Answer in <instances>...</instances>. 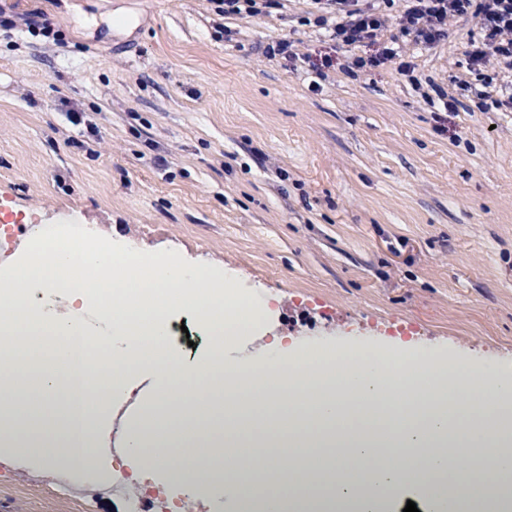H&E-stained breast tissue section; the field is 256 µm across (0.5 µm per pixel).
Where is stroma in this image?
<instances>
[{"instance_id": "35a3bbf8", "label": "stroma", "mask_w": 512, "mask_h": 512, "mask_svg": "<svg viewBox=\"0 0 512 512\" xmlns=\"http://www.w3.org/2000/svg\"><path fill=\"white\" fill-rule=\"evenodd\" d=\"M16 11L40 25L0 33L6 211L100 225L148 259L213 260L268 298L270 338L366 337L512 373V106L463 89L482 83L465 56L475 20L365 70L352 59L381 44L339 45L305 0L246 20L213 0ZM285 37L301 58L265 56ZM0 512L123 507L7 458Z\"/></svg>"}]
</instances>
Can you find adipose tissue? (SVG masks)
<instances>
[{
    "label": "adipose tissue",
    "mask_w": 512,
    "mask_h": 512,
    "mask_svg": "<svg viewBox=\"0 0 512 512\" xmlns=\"http://www.w3.org/2000/svg\"><path fill=\"white\" fill-rule=\"evenodd\" d=\"M87 234L81 224L45 225L42 237L54 251L51 263H25L5 274L6 287L47 288L55 297L45 311L0 301V316L19 332L14 346H21L26 332L47 329L60 338L38 377L0 386V414L11 419L19 457H29L35 448L47 470L90 480L96 474L92 427L76 433L71 424L21 410L20 390L36 388L45 401L59 403L63 387L78 379L88 415L131 397L144 377L151 393L140 406L159 417L126 436V461L140 477L179 483L189 497L220 503L224 512H242L260 475L267 478L262 512H284L286 493L328 463L336 469L329 480L331 496L343 504L357 502L359 512H392L397 495L409 488L423 496L426 512H459L462 501H485L498 471H485L471 492L444 494L436 491L431 473L466 468L478 452L486 458L512 457L511 376L490 369L463 374L427 352L367 340L324 338L281 348L251 333L268 309L265 297L235 298L213 273L166 259L154 261L141 278L134 269L115 265L109 252L56 245L58 238ZM67 270L91 274L102 291L97 308L81 306L82 290L60 282ZM118 282L130 286L121 299L107 292ZM172 289L184 306L228 311L231 327L212 322L209 330L225 335L229 344L245 341L251 347L230 365L250 379L269 434L249 457L226 446L240 431L241 418L229 405L213 401L223 385L213 356L185 362L171 347L167 299ZM100 336L112 339L108 363L75 360L76 345H90ZM313 367L334 378L339 398L325 397L323 377L308 378ZM293 374L302 378L295 386L289 381ZM462 414L469 428L460 434L455 424ZM367 475L376 479L377 491L365 490Z\"/></svg>",
    "instance_id": "adipose-tissue-1"
}]
</instances>
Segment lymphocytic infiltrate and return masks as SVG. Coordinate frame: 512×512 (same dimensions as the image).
I'll return each instance as SVG.
<instances>
[{
	"instance_id": "f902f5d3",
	"label": "lymphocytic infiltrate",
	"mask_w": 512,
	"mask_h": 512,
	"mask_svg": "<svg viewBox=\"0 0 512 512\" xmlns=\"http://www.w3.org/2000/svg\"><path fill=\"white\" fill-rule=\"evenodd\" d=\"M316 26L330 31L334 40L355 46L375 39L388 28L397 37H413L432 47L445 40L449 25L469 17L478 31L466 54L475 72L499 66L512 68V0H404L398 15H391L394 0H307Z\"/></svg>"
}]
</instances>
